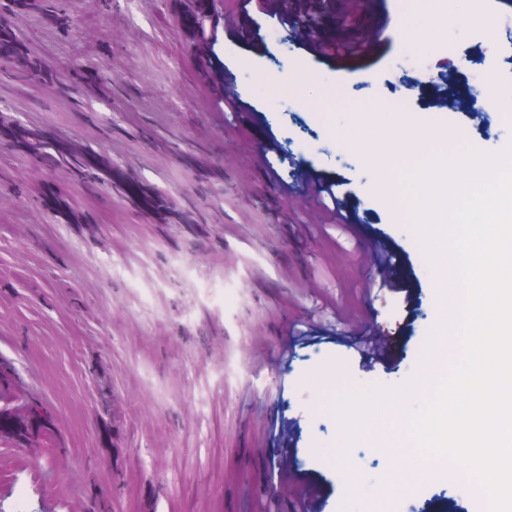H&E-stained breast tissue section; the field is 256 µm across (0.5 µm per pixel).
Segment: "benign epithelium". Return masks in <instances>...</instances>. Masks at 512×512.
I'll return each mask as SVG.
<instances>
[{
  "label": "benign epithelium",
  "instance_id": "7a95c632",
  "mask_svg": "<svg viewBox=\"0 0 512 512\" xmlns=\"http://www.w3.org/2000/svg\"><path fill=\"white\" fill-rule=\"evenodd\" d=\"M49 421L15 391L0 387V447L25 448L39 442L52 441Z\"/></svg>",
  "mask_w": 512,
  "mask_h": 512
}]
</instances>
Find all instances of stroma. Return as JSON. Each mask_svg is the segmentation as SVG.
Masks as SVG:
<instances>
[{"instance_id": "obj_1", "label": "stroma", "mask_w": 512, "mask_h": 512, "mask_svg": "<svg viewBox=\"0 0 512 512\" xmlns=\"http://www.w3.org/2000/svg\"><path fill=\"white\" fill-rule=\"evenodd\" d=\"M229 1L0 0V357L56 434L0 447V512H89L92 485L111 512H266L282 442L290 497L313 512H487L441 457L410 453L431 476L389 498L387 460L359 441L347 479L330 404L412 378L442 312L412 160L387 190L353 142L393 132L397 98L429 155L511 145L512 7L233 0L228 27ZM402 55L422 70L395 69ZM225 97L227 124L211 110ZM275 150L282 164L258 165ZM303 170L341 184L352 237L296 222ZM374 246L399 256V290L357 315L397 334L391 360L369 372L333 343L281 371L298 313L347 307Z\"/></svg>"}]
</instances>
